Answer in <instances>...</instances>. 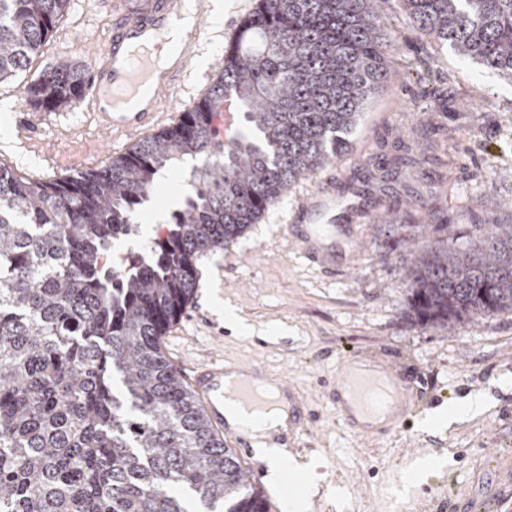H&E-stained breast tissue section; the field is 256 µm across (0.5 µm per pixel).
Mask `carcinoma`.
Segmentation results:
<instances>
[{"label": "carcinoma", "mask_w": 512, "mask_h": 512, "mask_svg": "<svg viewBox=\"0 0 512 512\" xmlns=\"http://www.w3.org/2000/svg\"><path fill=\"white\" fill-rule=\"evenodd\" d=\"M69 0H0V82L25 72ZM416 27L512 78V0H403ZM378 0H259L224 71L180 122L89 172L35 179L0 165V512H270L167 359L161 337L197 285V260L243 236L283 191L348 153L392 79ZM66 62L24 88L75 102ZM233 96L241 127L214 111ZM193 161L164 232L112 265L115 243L175 165ZM408 310L446 327L512 311V224H401Z\"/></svg>", "instance_id": "carcinoma-1"}]
</instances>
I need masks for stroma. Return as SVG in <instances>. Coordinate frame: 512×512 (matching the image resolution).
<instances>
[{"instance_id":"obj_1","label":"stroma","mask_w":512,"mask_h":512,"mask_svg":"<svg viewBox=\"0 0 512 512\" xmlns=\"http://www.w3.org/2000/svg\"><path fill=\"white\" fill-rule=\"evenodd\" d=\"M256 4L224 0L222 32H199L195 67L165 97L164 125L207 92ZM381 10L393 79L365 109L351 151L293 183L258 224L199 260L198 287L164 333L163 350L184 377L213 358L260 364L313 412L292 450L316 479L310 504L287 507L297 482H273L255 450L239 453L270 512H484L488 499L493 512H512V311L445 327L416 322L407 312L411 255L385 248L377 219L391 210L412 224H512V82L423 35L401 0H383ZM109 34L92 0H69L29 69L0 83V165L65 177L132 147L130 135L102 129L73 104L46 113L26 136L16 131L35 110L25 86L61 60L86 68ZM405 145L416 148L417 164L383 181ZM184 193L182 172L168 174L136 217L139 235L117 250L143 247ZM311 196L318 213L298 218L299 201ZM308 241L331 274L306 259ZM227 300L249 331L225 327ZM352 353L390 360L421 382L418 405L383 440L347 431L326 395ZM477 395L486 400L482 412L425 428L428 417ZM425 456L430 468L408 483Z\"/></svg>"}]
</instances>
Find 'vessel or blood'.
I'll return each instance as SVG.
<instances>
[{"label": "vessel or blood", "mask_w": 512, "mask_h": 512, "mask_svg": "<svg viewBox=\"0 0 512 512\" xmlns=\"http://www.w3.org/2000/svg\"><path fill=\"white\" fill-rule=\"evenodd\" d=\"M97 12L108 19L111 34L97 49L84 74L85 93L80 101L103 129L139 133L157 128L162 119V96L178 88L198 54L195 35L207 15V0H94ZM178 28L181 39L168 61L155 53L154 41ZM345 372L332 389L339 419L356 435L377 440L386 428L360 422L359 414L385 412L397 423L419 396L417 380L394 366L352 354L344 360ZM234 371L239 379L234 397L246 412L263 411L275 395L288 394L286 382L273 380L262 367L235 362H208L192 375L195 393L205 401L213 426L226 427L224 375Z\"/></svg>", "instance_id": "b4317fda"}]
</instances>
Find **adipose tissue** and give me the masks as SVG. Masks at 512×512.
I'll list each match as a JSON object with an SVG mask.
<instances>
[{
	"label": "adipose tissue",
	"instance_id": "obj_1",
	"mask_svg": "<svg viewBox=\"0 0 512 512\" xmlns=\"http://www.w3.org/2000/svg\"><path fill=\"white\" fill-rule=\"evenodd\" d=\"M224 417L229 424L238 426L248 436L252 446L267 459L273 479H280L284 474L301 475L302 470L294 459L284 457L282 449L272 447L274 436L288 429V406L281 403L263 412L259 417H252L238 408L232 399L224 401Z\"/></svg>",
	"mask_w": 512,
	"mask_h": 512
}]
</instances>
